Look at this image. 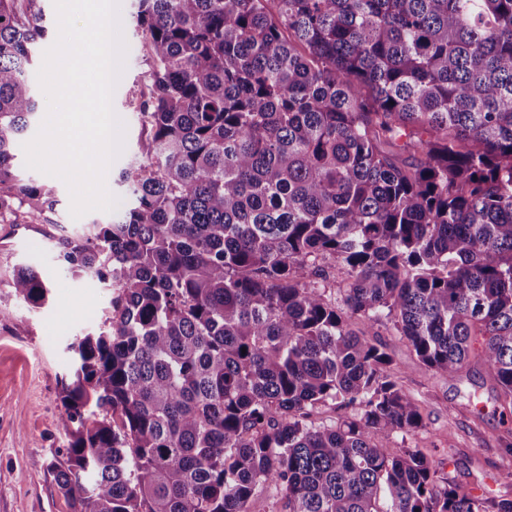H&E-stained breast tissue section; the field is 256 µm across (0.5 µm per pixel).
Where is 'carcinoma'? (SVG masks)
Instances as JSON below:
<instances>
[{
	"mask_svg": "<svg viewBox=\"0 0 512 512\" xmlns=\"http://www.w3.org/2000/svg\"><path fill=\"white\" fill-rule=\"evenodd\" d=\"M38 2L0 0V214L19 222L54 194L13 171ZM134 21L133 204L58 241L112 289L108 327L68 346L47 465L67 512H249L271 486L280 512H512L391 447L421 408L348 327L392 320L450 379L479 340L512 408V0H137ZM10 286L48 298L30 265ZM328 402L357 417L309 422Z\"/></svg>",
	"mask_w": 512,
	"mask_h": 512,
	"instance_id": "cac0c4a2",
	"label": "carcinoma"
}]
</instances>
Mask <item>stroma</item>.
<instances>
[{
	"instance_id": "obj_1",
	"label": "stroma",
	"mask_w": 512,
	"mask_h": 512,
	"mask_svg": "<svg viewBox=\"0 0 512 512\" xmlns=\"http://www.w3.org/2000/svg\"><path fill=\"white\" fill-rule=\"evenodd\" d=\"M135 2L121 0L127 55L112 97L113 109L126 126V140L112 164L110 188L124 208L132 197L119 175L139 157L140 127L132 102L149 93L140 38L129 23ZM20 173L49 182L56 201L35 220L0 223V512H66L45 464L67 445L60 426L67 346L75 337L99 329L111 291L94 280L66 274L56 261V242L112 215L92 211L72 218L70 194L62 180L25 167ZM17 265L37 267L47 279L50 295L42 307L15 297L9 282ZM351 327L382 344L393 375L421 407L425 429L396 440V447L420 451L439 464L441 481L461 490L481 489L512 499V476L505 473L508 458L500 441V400L482 363L471 360L451 380L426 367L389 319H355Z\"/></svg>"
}]
</instances>
